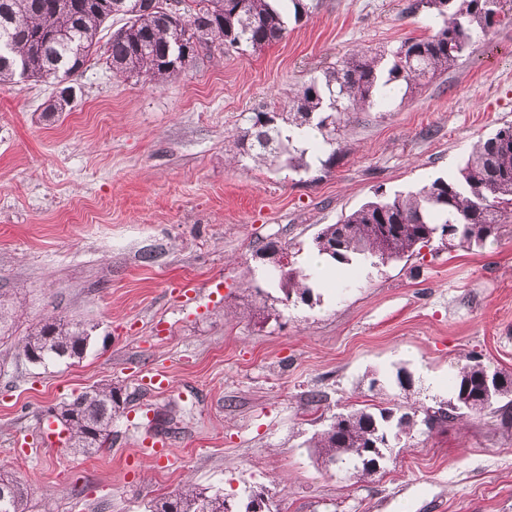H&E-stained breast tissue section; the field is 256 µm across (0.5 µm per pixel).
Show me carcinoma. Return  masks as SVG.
Wrapping results in <instances>:
<instances>
[{"mask_svg":"<svg viewBox=\"0 0 512 512\" xmlns=\"http://www.w3.org/2000/svg\"><path fill=\"white\" fill-rule=\"evenodd\" d=\"M186 29L177 30L155 11L150 0H124V24L105 44L99 34L114 17L111 0H0V27L11 35V47L0 50V84L15 77L43 80L54 71L81 72L99 57L116 74L148 79L158 85L175 77L171 71L179 37L199 36L206 47L215 42L235 49H259L280 41L287 13L300 20L307 13L303 0H181ZM501 0H415L436 21L433 34L408 37L390 54L368 50L345 54L309 81L292 100V112L259 111L248 117L249 127L238 139V159L255 166L309 169L306 155L336 156L351 111L385 109L391 97L383 88L393 83L413 94L437 75L454 67L472 45L474 35L499 22ZM298 130L299 146L290 130ZM512 222V125L477 144L457 173L362 204L318 236L340 245L325 257L335 263L365 261L373 266L408 259L433 239L484 245L497 240L502 225ZM387 238H381L382 225ZM465 230L443 237L446 226ZM288 286L286 299L297 294L309 300L310 275L302 270H278ZM91 326L82 321L45 319L21 339L24 357L44 368L83 358ZM489 366L473 358L449 378L451 397L438 407L407 411L403 406H367L338 414L314 442L319 458L333 461L350 478L380 469L385 440H398L421 424L430 432L470 413L487 408L482 378ZM68 416L63 431L71 448L92 456L112 447V418L119 399L116 387L105 382L91 386L60 404ZM28 486L21 479L0 475V512H27ZM226 496L185 483L152 502L149 512H225Z\"/></svg>","mask_w":512,"mask_h":512,"instance_id":"1","label":"carcinoma"}]
</instances>
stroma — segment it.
I'll use <instances>...</instances> for the list:
<instances>
[{"mask_svg": "<svg viewBox=\"0 0 512 512\" xmlns=\"http://www.w3.org/2000/svg\"><path fill=\"white\" fill-rule=\"evenodd\" d=\"M305 2L281 41L212 48L162 87L91 64L51 118L55 84L0 85V295L14 322L0 335V473L30 481L28 512H146L187 480L234 498L264 490L272 512H512V423L491 410L393 443L360 480L309 448L336 414L448 400L467 357L512 374V223L482 246L436 239L408 261L337 266L308 302L285 301L254 254L256 240L285 243L313 272L324 225L376 189L456 172L512 124V15L422 90L352 113L329 167L235 162L252 112H289L341 55L432 32L411 0ZM49 316L92 325L79 362L22 355ZM155 370L169 371L166 391L141 386ZM104 380L121 401L110 449L17 450L43 440L50 408ZM152 433L172 464L137 459Z\"/></svg>", "mask_w": 512, "mask_h": 512, "instance_id": "1", "label": "stroma"}]
</instances>
